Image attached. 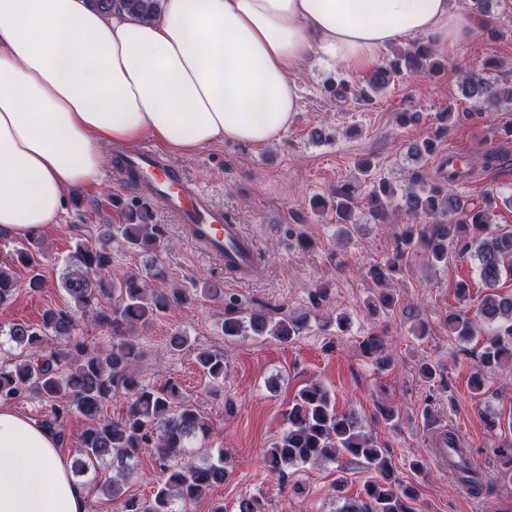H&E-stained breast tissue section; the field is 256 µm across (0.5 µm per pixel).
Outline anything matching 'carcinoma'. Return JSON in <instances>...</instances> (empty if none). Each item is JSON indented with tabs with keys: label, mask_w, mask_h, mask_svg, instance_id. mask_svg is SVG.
I'll return each mask as SVG.
<instances>
[{
	"label": "carcinoma",
	"mask_w": 512,
	"mask_h": 512,
	"mask_svg": "<svg viewBox=\"0 0 512 512\" xmlns=\"http://www.w3.org/2000/svg\"><path fill=\"white\" fill-rule=\"evenodd\" d=\"M121 3L127 13L143 21L159 14V0ZM443 70L444 64L431 46L416 43L389 65L378 67L366 87L354 89L344 81L337 83L336 96L370 102L405 71L438 75ZM464 88L479 107L491 108L512 98V87L505 89L491 82L484 67L465 73ZM410 151L417 158L430 156L434 139H416ZM496 205L495 196L490 195L484 209H471L462 198L449 195L443 184L427 185L417 178L399 187L382 181L367 197L370 222L388 224L395 211L413 220L403 225L394 250L385 260L367 271L377 287L384 289L377 298L382 307L392 306L394 298L385 289L402 273V262L410 252L423 251L433 266L448 263L453 252L477 260L487 292L475 314L464 310L448 314V332L465 341L476 335L482 323L495 327L485 338L480 361L483 368L505 359L512 363V295L497 292L502 276L512 273V230L492 224L489 213ZM354 206L353 190L347 185L336 188L328 199L313 201V208L334 212L339 224L353 223ZM147 218V207L134 206L125 211L124 223L101 225L97 243L77 245L72 270L62 278L68 305L46 309L39 324L16 322L9 326L7 342L22 348L23 354L0 363V404L42 398L48 411L40 423L61 441L67 439L65 423L69 416L80 413L93 418L77 437L74 472L86 473L100 462L109 464L112 479L101 486V491L107 500L119 502V512H186L188 505L224 481L231 462L219 449L209 454L204 464H195L186 448L191 441L208 437V422L193 402L183 399L177 382L150 386L135 369L142 351L132 334L133 326L151 323L186 298L183 291L171 295L154 292L139 274H126L117 280L112 277V241H120L135 254L155 252L163 232L160 225L147 223ZM15 287L10 267L1 263V306L12 298ZM84 317L110 330L108 348L94 353L76 337ZM306 323V318L290 315L274 322L262 310L247 311L233 296L224 299L227 338L253 334L287 342L300 335ZM197 363L213 384H224V354L205 350L197 354ZM118 392L127 396L126 412L118 419L101 416L103 405ZM284 421L282 435L264 449L263 461L270 473L281 477L289 466L349 455L379 469L383 480L366 484V500L345 498L336 512H418L414 495L393 477L372 437L361 431L353 414L336 411L334 399L322 385L312 383L302 388L285 411ZM456 439L455 432H448V446L458 457L455 475L479 495L485 484L471 467L467 449L457 447ZM149 447L157 449L164 478L152 497H129L125 484L137 472L140 452Z\"/></svg>",
	"instance_id": "1"
}]
</instances>
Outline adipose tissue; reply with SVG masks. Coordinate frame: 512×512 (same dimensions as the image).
Listing matches in <instances>:
<instances>
[{
  "mask_svg": "<svg viewBox=\"0 0 512 512\" xmlns=\"http://www.w3.org/2000/svg\"><path fill=\"white\" fill-rule=\"evenodd\" d=\"M448 0H162L151 21L89 0H0V231L57 223L106 148L150 134L190 156L279 140L312 58L364 73L424 36L444 52L475 30ZM56 438L0 404V512H88Z\"/></svg>",
  "mask_w": 512,
  "mask_h": 512,
  "instance_id": "1",
  "label": "adipose tissue"
}]
</instances>
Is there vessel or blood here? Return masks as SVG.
<instances>
[{
  "label": "vessel or blood",
  "instance_id": "1",
  "mask_svg": "<svg viewBox=\"0 0 512 512\" xmlns=\"http://www.w3.org/2000/svg\"><path fill=\"white\" fill-rule=\"evenodd\" d=\"M122 165L134 173V187L147 190L227 273L242 280L256 275L258 261L252 239L223 209L215 207L199 186L184 179L167 160L147 148L126 155ZM429 460L441 470H451L453 457L446 432L435 434Z\"/></svg>",
  "mask_w": 512,
  "mask_h": 512
}]
</instances>
